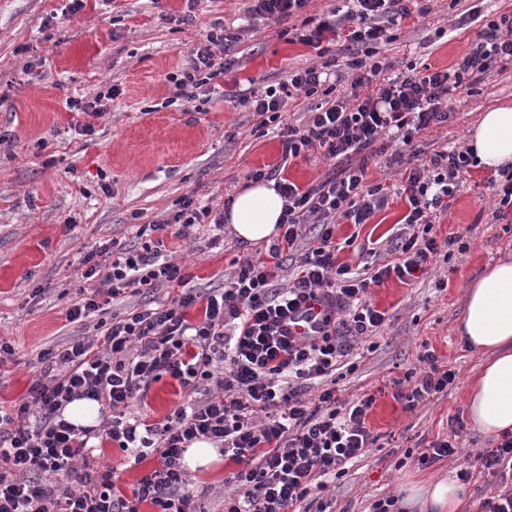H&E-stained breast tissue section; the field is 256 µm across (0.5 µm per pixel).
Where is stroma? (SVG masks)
Returning <instances> with one entry per match:
<instances>
[{
	"label": "stroma",
	"instance_id": "1",
	"mask_svg": "<svg viewBox=\"0 0 512 512\" xmlns=\"http://www.w3.org/2000/svg\"><path fill=\"white\" fill-rule=\"evenodd\" d=\"M250 0H0V338L14 354L0 365V411L12 413L39 373L44 350L93 335L94 319L73 323L67 310L91 288L84 259L119 241L140 247L139 230L176 210L184 195L222 212L258 169L307 188L324 178L332 163L322 155L287 161L280 123L299 124L323 95L289 101L280 122L260 126L256 114L225 100L231 90L249 94L277 84L289 71L316 63V52L295 38L336 8V0H309L306 8L278 23L256 22L228 52L231 66L197 90L192 100L175 98L172 75L192 66L193 50L210 26L228 32L245 25ZM512 13V0H433L426 18L395 28L383 55L393 72L407 67L442 70L468 50L486 20ZM118 86L102 117L71 112L70 99L94 104L99 92ZM512 104V64L495 69L471 96L453 103L454 116L422 138L426 153L468 143L481 112ZM93 123L85 135L80 124ZM489 171L474 167L451 198L434 230L439 238L462 236L468 249L451 263L405 284L392 278L372 288L374 305L387 321L373 341L375 351L355 357L353 372L337 387L343 397L371 395L367 422L379 445L347 464L323 500L330 512H372L376 501L406 497L414 484L455 475L466 456L490 447V439L466 423L461 454L429 466L415 455L449 434L464 419L466 382L481 360L462 344L456 324L465 290L483 269L512 253V210L499 211ZM367 184H385L388 202L368 223L340 224V262L363 267L369 255L359 245L394 236L407 212L398 164L381 159L369 166ZM164 253L183 267L190 287H221L233 261L258 259L267 246L244 247L231 227L190 228L187 238H164ZM447 288H438L440 278ZM432 352L455 370L446 392L407 409L395 382L418 371V357ZM192 391L163 377L152 383L132 415L155 423ZM412 458H405V451ZM91 468L114 467L116 484L130 493L157 467L154 455L134 460L103 443L88 455ZM237 466L224 458L188 468V490L204 494L208 512H224V491Z\"/></svg>",
	"mask_w": 512,
	"mask_h": 512
}]
</instances>
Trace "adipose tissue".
Masks as SVG:
<instances>
[{
    "mask_svg": "<svg viewBox=\"0 0 512 512\" xmlns=\"http://www.w3.org/2000/svg\"><path fill=\"white\" fill-rule=\"evenodd\" d=\"M469 145L485 169L512 164V107L483 112L470 132ZM283 206L274 181L256 182L235 196L224 219L243 244L268 243L278 235ZM457 331L482 357L467 384L470 422L488 437L512 434V259L488 265L471 282ZM408 501L425 512L474 508L468 485L453 477L410 487Z\"/></svg>",
    "mask_w": 512,
    "mask_h": 512,
    "instance_id": "ef3b65f1",
    "label": "adipose tissue"
}]
</instances>
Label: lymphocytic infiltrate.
Instances as JSON below:
<instances>
[{
	"label": "lymphocytic infiltrate",
	"mask_w": 512,
	"mask_h": 512,
	"mask_svg": "<svg viewBox=\"0 0 512 512\" xmlns=\"http://www.w3.org/2000/svg\"><path fill=\"white\" fill-rule=\"evenodd\" d=\"M335 18L320 22L300 40L316 49L322 63L289 72L278 85L240 97L241 106L276 121L286 99L318 93L322 77L336 64L327 47L341 46L348 87L315 106L304 125H282L285 159L311 152L338 160L339 172L303 189L279 181L272 170H256L253 180H273L285 201L280 226L264 259L236 264L223 287L201 291L185 285L180 266L161 262L157 249L117 250L110 263H93L86 278L90 294L68 310L70 321L103 312L106 305L144 288L179 286L162 307H136L99 320L102 344L76 340L38 357L40 377L29 387L15 415H0V512H203L189 493L184 455L206 441L238 469L234 492L224 496V512H327L319 497L327 480L341 477L348 462L375 447L366 419L374 399L350 403L336 394V372L363 338L377 335L386 314L373 305L369 290L390 278L408 283L434 260L466 251L458 237L439 239L433 212L448 199L473 163L470 149L455 147L422 158L413 141L425 130L448 123L456 95L480 84L501 63H512V13L487 20L454 67L388 77L381 49L393 41V26L431 7L410 9L407 0H342ZM238 38L216 25L194 50L192 67L173 83L180 97L217 78L215 57ZM394 133L410 153L402 172L409 202L400 233L368 253L370 272L339 263L334 239L341 220L363 224L384 204L382 185H365V150L385 155L382 139ZM223 217L193 195L151 224L154 232L189 228ZM288 279H281V272ZM321 301L323 327L316 339L288 333L285 321L308 302ZM201 317L192 323L190 310ZM421 365L405 399L416 406L447 390L456 374L441 368L435 355L420 354ZM199 393L162 422L127 417L141 391L163 376ZM89 399L109 408L95 426L64 418L68 404ZM107 440L121 450L149 448L159 465L144 475L131 495L114 481L115 471H88L90 440Z\"/></svg>",
	"instance_id": "f902f5d3"
}]
</instances>
